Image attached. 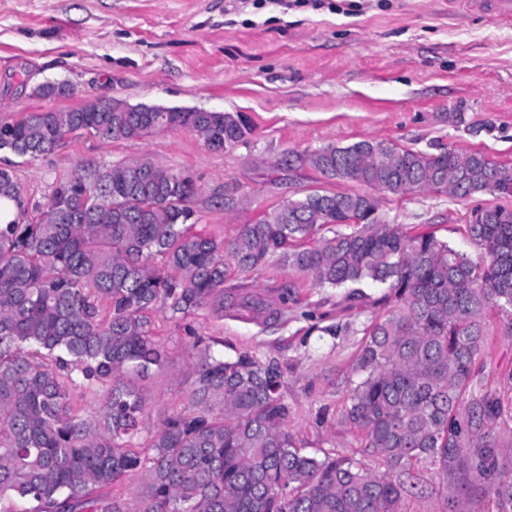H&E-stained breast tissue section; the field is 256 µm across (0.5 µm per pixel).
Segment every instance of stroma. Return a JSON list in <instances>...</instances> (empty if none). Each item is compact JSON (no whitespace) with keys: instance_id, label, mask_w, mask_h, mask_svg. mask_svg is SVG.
Instances as JSON below:
<instances>
[{"instance_id":"stroma-1","label":"stroma","mask_w":512,"mask_h":512,"mask_svg":"<svg viewBox=\"0 0 512 512\" xmlns=\"http://www.w3.org/2000/svg\"><path fill=\"white\" fill-rule=\"evenodd\" d=\"M55 80L70 85L68 96L35 95ZM113 99L239 113L251 132L214 151L188 130L116 142L77 131L32 160L0 153V167L39 201L58 176L83 165L146 159L189 175L199 226L228 239L285 201L359 191L304 163L329 144L477 150L512 166V24L453 0H307L288 10L268 0H0V123ZM379 199L384 221L433 233L481 264L486 255L464 232L473 210L512 209V195L496 193ZM360 291L352 298L306 280L268 321L207 307L156 313L168 362L145 383L144 432L184 408L202 346L217 340L225 358L280 363L288 427L305 445L357 454V438L336 414L364 331L384 312L379 289ZM506 322L498 310L486 314L490 345L477 359V379L489 393L512 373Z\"/></svg>"}]
</instances>
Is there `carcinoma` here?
Wrapping results in <instances>:
<instances>
[{
	"label": "carcinoma",
	"instance_id": "cac0c4a2",
	"mask_svg": "<svg viewBox=\"0 0 512 512\" xmlns=\"http://www.w3.org/2000/svg\"><path fill=\"white\" fill-rule=\"evenodd\" d=\"M188 129L211 149L235 146L248 122L227 112L116 100L30 112L0 124V151L42 155L88 131L108 141ZM322 175L399 194L456 198L512 193V167L479 151L437 154L384 142L330 144L305 157ZM56 178L42 203L0 168V512H403L426 489L441 512H472L488 484L491 512H512V444L493 426L512 420L510 398L481 392L474 363L487 341L485 314L511 317L512 210L495 207L466 232L489 261L477 266L430 233L378 223L368 193H310L229 239L192 231L197 187L147 160L92 165ZM278 258L319 287L371 281L385 290L383 319L365 334L337 422L355 433L363 459L310 453L288 430L284 372L246 353L203 349L187 406L135 448L147 396L139 382L167 353L150 313L274 316L277 298L229 285ZM107 302L101 316L99 304ZM108 386L103 409L74 411V390ZM432 467L427 478L421 464ZM140 474L132 501L101 494Z\"/></svg>",
	"mask_w": 512,
	"mask_h": 512
}]
</instances>
